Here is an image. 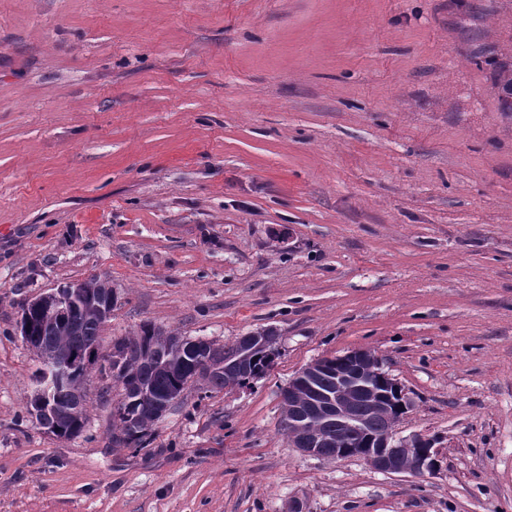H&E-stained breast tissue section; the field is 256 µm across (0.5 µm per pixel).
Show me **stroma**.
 I'll use <instances>...</instances> for the list:
<instances>
[{"instance_id": "obj_1", "label": "stroma", "mask_w": 512, "mask_h": 512, "mask_svg": "<svg viewBox=\"0 0 512 512\" xmlns=\"http://www.w3.org/2000/svg\"><path fill=\"white\" fill-rule=\"evenodd\" d=\"M512 0H0V512H512ZM108 281L82 433L26 405L31 300ZM152 324L273 366L112 444ZM374 352L435 473L301 452L281 392Z\"/></svg>"}]
</instances>
